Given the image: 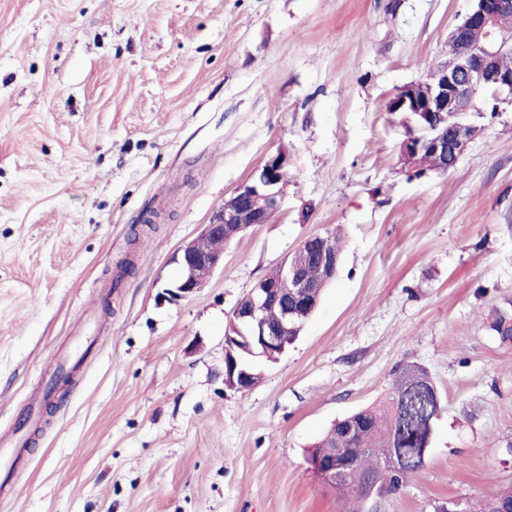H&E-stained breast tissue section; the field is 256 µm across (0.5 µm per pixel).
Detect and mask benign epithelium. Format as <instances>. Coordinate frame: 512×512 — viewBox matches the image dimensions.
I'll list each match as a JSON object with an SVG mask.
<instances>
[{
    "instance_id": "obj_1",
    "label": "benign epithelium",
    "mask_w": 512,
    "mask_h": 512,
    "mask_svg": "<svg viewBox=\"0 0 512 512\" xmlns=\"http://www.w3.org/2000/svg\"><path fill=\"white\" fill-rule=\"evenodd\" d=\"M512 13V0H470L469 8L448 33V62L435 70V77L408 83L389 100L395 112L409 114L411 133L401 144V159L417 171L424 170L427 157L444 168L448 159L459 160L470 145L462 136L449 140L436 133L421 138L417 131L435 126L436 115L454 112L471 117L493 109L512 105V70L499 63L505 50H512V32L498 26V19ZM480 26L482 43L473 42L469 29ZM288 152L279 150L268 156L233 192L235 201L215 210L194 239L176 252L173 261L179 276L167 289L168 299L187 298L206 286L215 270L224 264V249L208 248L205 243L219 240L228 244L254 224H269L280 212L288 185ZM328 232L312 234L300 246L316 245V262L327 275L336 274V255L327 250ZM313 287L298 267L283 263L279 278L261 279L249 293L247 307L238 304L229 316L224 333V383L238 391L256 385L248 369L239 366L234 355L239 349L257 359L275 361L288 347L283 337L288 329L305 320L310 304L304 301L307 289ZM309 462L326 486L336 484L342 469L336 456L324 462Z\"/></svg>"
}]
</instances>
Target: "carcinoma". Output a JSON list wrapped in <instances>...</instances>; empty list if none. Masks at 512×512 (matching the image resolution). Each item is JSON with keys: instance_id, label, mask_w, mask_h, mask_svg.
<instances>
[{"instance_id": "obj_1", "label": "carcinoma", "mask_w": 512, "mask_h": 512, "mask_svg": "<svg viewBox=\"0 0 512 512\" xmlns=\"http://www.w3.org/2000/svg\"><path fill=\"white\" fill-rule=\"evenodd\" d=\"M289 260L303 267L310 279L317 281L321 273L312 257L304 249H297ZM492 329L504 341H512V312L500 310L492 323ZM435 387L425 369L408 365L402 369L392 391L384 403L375 409L355 412L337 421L310 450V456L326 458L338 447V436L344 429L350 430L346 441L348 448H363L365 452L356 467L344 480L336 483V489L356 492L354 512H361L366 501L369 477L378 461L396 453L406 460V469L392 475L388 481L389 490L403 485L413 473L424 467L422 448L430 443L437 414V407L429 396L420 391H411L416 383ZM512 501V484L499 487L479 506V512H498Z\"/></svg>"}]
</instances>
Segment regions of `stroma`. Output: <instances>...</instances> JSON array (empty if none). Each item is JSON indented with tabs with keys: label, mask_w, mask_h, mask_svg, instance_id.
Listing matches in <instances>:
<instances>
[{
	"label": "stroma",
	"mask_w": 512,
	"mask_h": 512,
	"mask_svg": "<svg viewBox=\"0 0 512 512\" xmlns=\"http://www.w3.org/2000/svg\"><path fill=\"white\" fill-rule=\"evenodd\" d=\"M468 6L0 0V434L25 440L0 512H345L309 449L413 364L441 399L431 447L366 512L512 483V342L491 328L512 307V107L422 176L386 109L446 63ZM283 147L278 216L164 300L177 250ZM327 228L343 252L318 309L253 388H227L233 308Z\"/></svg>",
	"instance_id": "obj_1"
}]
</instances>
